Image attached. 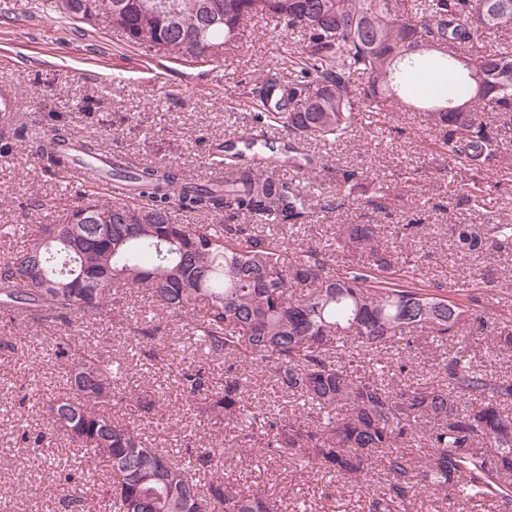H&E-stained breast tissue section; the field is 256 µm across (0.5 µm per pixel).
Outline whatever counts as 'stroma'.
I'll return each instance as SVG.
<instances>
[{"mask_svg": "<svg viewBox=\"0 0 512 512\" xmlns=\"http://www.w3.org/2000/svg\"><path fill=\"white\" fill-rule=\"evenodd\" d=\"M300 34L284 31L273 19L249 28L243 47L225 48L218 61L170 55L131 44L109 21L92 25L57 17L47 0H7L0 6V80L18 93L16 125H66L72 136H95L101 150L120 153L136 165L166 162L187 179L202 178L211 168L217 145L238 141L254 128L243 108L256 83L267 76L287 77L288 55L301 51ZM426 126L410 112L359 115L352 131L337 141L310 143L308 154L320 168L285 165L274 175L292 181L313 208L296 225L279 227L289 257L310 246L337 245L344 224H376L380 239L396 242L394 228L410 207H417L425 227L396 242L400 256L418 257L420 285L441 284L494 326H512V252L492 247L476 252L457 249L451 225L469 224L485 231L488 216L512 224V136L503 159L486 175L484 206L463 193L449 194L448 180L469 179L454 171L451 160L436 153ZM0 157V262L21 246L23 235L53 224L78 202L79 185L62 177L16 140ZM357 167L365 176L361 189L343 210H323L316 203L336 169ZM414 176L407 187L406 176ZM387 190L395 201L385 212L367 206L368 197ZM120 315L85 329L87 353L124 362L129 390L150 401L114 412L133 421L156 446L178 459L189 449L225 447L212 476L228 487L262 490L287 500L290 512H369L366 485L343 486L331 474L269 458L262 449L238 447L233 427L211 424L177 383L182 368L205 366L215 387H222L223 360L194 344L167 314L153 308L143 291L120 295ZM153 320L154 340L133 338L129 317ZM58 328L0 313V512H65L61 482L65 469L45 472L46 458L66 460L74 450L53 434L44 451L22 443V432L51 431L42 407L46 396L67 392L54 352ZM490 331L467 332L463 347L475 366L499 377H512V355H488Z\"/></svg>", "mask_w": 512, "mask_h": 512, "instance_id": "stroma-1", "label": "stroma"}]
</instances>
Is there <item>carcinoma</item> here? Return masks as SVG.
I'll return each mask as SVG.
<instances>
[{
  "label": "carcinoma",
  "mask_w": 512,
  "mask_h": 512,
  "mask_svg": "<svg viewBox=\"0 0 512 512\" xmlns=\"http://www.w3.org/2000/svg\"><path fill=\"white\" fill-rule=\"evenodd\" d=\"M62 18L92 24L114 11L127 15L123 32L140 30L163 42L143 46L196 53L189 35L202 29L217 46L240 42L247 26L267 17L306 41L289 60L288 81L268 78L253 88L255 121L292 137L326 142L345 135L361 112L402 105L419 112L436 134L441 155L457 169L482 172L501 158L512 132V41L479 56L466 48L485 32L512 33V0H49ZM435 54L436 68L454 76L449 93L422 92L404 101L407 75ZM491 112L498 123L486 121ZM29 151L60 173L71 165L57 144L67 127H32L20 134ZM90 166L98 141L79 142ZM231 171L224 188L191 184L161 163L136 168L112 160V180L134 184L138 199L109 195L85 180L79 205L56 224H41L0 264V309L30 318L48 315L69 329L112 320L120 291L142 290L175 315L185 334L224 360V388L210 387L202 367L178 379L213 424L237 429L241 446L259 447L286 463L312 464L343 485L365 483L369 512H409L430 490L458 498L490 499L512 512V379L494 377L448 349L436 365L441 381L411 382V354L422 336L446 343L487 320L423 288L415 264L399 262L381 244L377 225L347 224L342 250L365 257L355 267L336 251L309 248L290 261L287 244L256 231L260 224H296L310 207L292 183L242 154L213 160ZM362 172L339 169L322 209L344 207L361 188ZM484 204V181L461 185ZM248 215L254 224H180L176 212ZM107 214L111 223H98ZM457 248L477 251L486 239L465 224L451 228ZM492 245H512L511 224H491ZM402 352L376 371L374 356ZM512 352V329L500 330L491 352ZM59 368L73 393L51 395L43 408L83 461L108 462L112 512H281L266 493L227 489L211 480L200 493L196 471L224 448H204L183 463L143 439L112 409L130 406L118 387L121 364L58 347ZM273 375L279 388L310 405L307 417L275 414L246 396L240 368ZM384 478L374 481L376 470Z\"/></svg>",
  "instance_id": "carcinoma-1"
}]
</instances>
